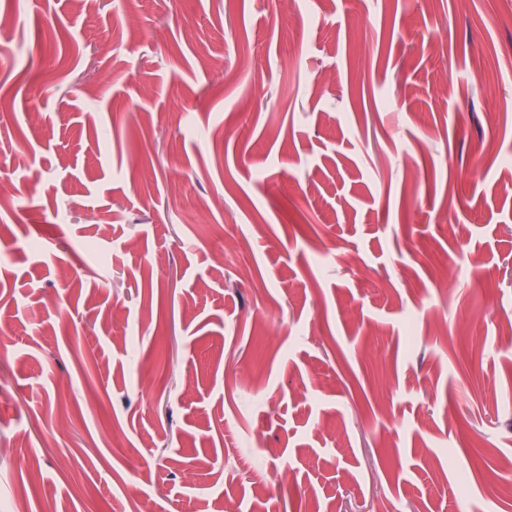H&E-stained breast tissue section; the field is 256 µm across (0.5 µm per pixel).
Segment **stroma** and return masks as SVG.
<instances>
[{
	"label": "stroma",
	"instance_id": "1",
	"mask_svg": "<svg viewBox=\"0 0 512 512\" xmlns=\"http://www.w3.org/2000/svg\"><path fill=\"white\" fill-rule=\"evenodd\" d=\"M503 2L0 0V512H512Z\"/></svg>",
	"mask_w": 512,
	"mask_h": 512
}]
</instances>
